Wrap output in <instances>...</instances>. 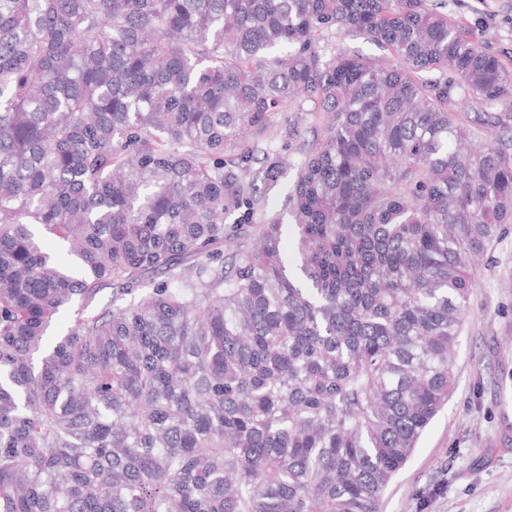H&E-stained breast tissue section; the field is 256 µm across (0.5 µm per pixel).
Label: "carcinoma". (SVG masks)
<instances>
[{"label": "carcinoma", "instance_id": "cac0c4a2", "mask_svg": "<svg viewBox=\"0 0 512 512\" xmlns=\"http://www.w3.org/2000/svg\"><path fill=\"white\" fill-rule=\"evenodd\" d=\"M332 29L392 58H327ZM306 102L290 224L250 247L224 217ZM499 106L426 0H0V512H380L512 224Z\"/></svg>", "mask_w": 512, "mask_h": 512}]
</instances>
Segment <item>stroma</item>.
I'll use <instances>...</instances> for the list:
<instances>
[{
    "label": "stroma",
    "mask_w": 512,
    "mask_h": 512,
    "mask_svg": "<svg viewBox=\"0 0 512 512\" xmlns=\"http://www.w3.org/2000/svg\"><path fill=\"white\" fill-rule=\"evenodd\" d=\"M462 22L512 74V0H429ZM320 131L305 112L277 115L259 149L289 158L267 214H285L297 164ZM455 389L389 484L382 512H512V224L478 272L453 350Z\"/></svg>",
    "instance_id": "1"
}]
</instances>
